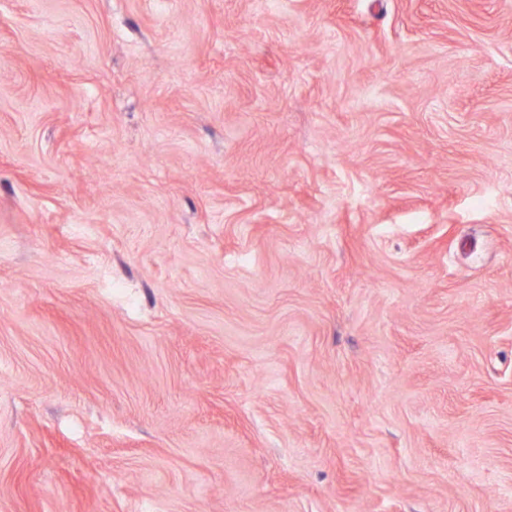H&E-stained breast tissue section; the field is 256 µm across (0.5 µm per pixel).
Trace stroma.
<instances>
[{
    "label": "stroma",
    "mask_w": 512,
    "mask_h": 512,
    "mask_svg": "<svg viewBox=\"0 0 512 512\" xmlns=\"http://www.w3.org/2000/svg\"><path fill=\"white\" fill-rule=\"evenodd\" d=\"M0 512H512V0H0Z\"/></svg>",
    "instance_id": "35a3bbf8"
}]
</instances>
